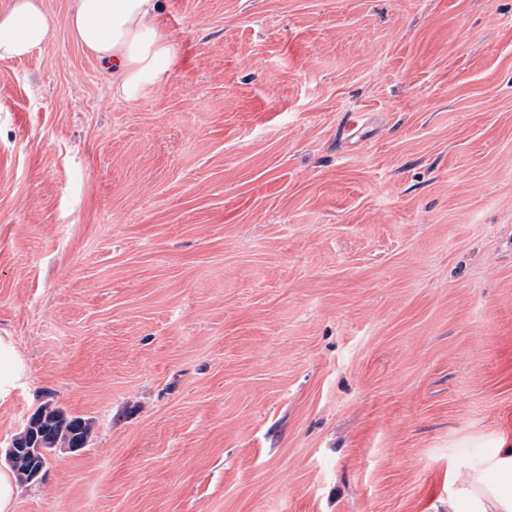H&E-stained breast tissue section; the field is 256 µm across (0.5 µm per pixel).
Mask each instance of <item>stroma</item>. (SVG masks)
Listing matches in <instances>:
<instances>
[{
	"label": "stroma",
	"mask_w": 512,
	"mask_h": 512,
	"mask_svg": "<svg viewBox=\"0 0 512 512\" xmlns=\"http://www.w3.org/2000/svg\"><path fill=\"white\" fill-rule=\"evenodd\" d=\"M0 60L16 512H445L512 447V0H163L136 99ZM361 129L342 137L346 114ZM31 419V423L35 427L25 428L21 433L35 434L37 440L43 446L38 445L36 448H26V442L22 437H16L12 440L10 446L6 450V458L14 464L15 461L26 455L31 460V465L28 469L27 476L30 481L39 477L42 472L46 459L56 449L77 451L80 445H76L73 448L71 446L79 441H84L88 438V430L83 425V420L80 417L68 416L63 411L45 406L38 412H36ZM20 434V435H21ZM58 446H68L69 448H57ZM17 477L20 481L27 482L26 473L24 469L27 467V462L23 457L21 462L13 465Z\"/></svg>",
	"instance_id": "obj_1"
}]
</instances>
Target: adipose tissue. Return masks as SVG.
I'll use <instances>...</instances> for the list:
<instances>
[{
  "instance_id": "ef3b65f1",
  "label": "adipose tissue",
  "mask_w": 512,
  "mask_h": 512,
  "mask_svg": "<svg viewBox=\"0 0 512 512\" xmlns=\"http://www.w3.org/2000/svg\"><path fill=\"white\" fill-rule=\"evenodd\" d=\"M162 13V0H73L70 34L110 67L114 97L134 99L145 80L162 77V63L173 54ZM51 24L44 0H10L0 9V59L20 58L43 46ZM27 376L28 366L12 338L0 336V405ZM496 467L501 474L496 481L479 470L463 477L447 512H460L465 500L471 512H512V448L502 450Z\"/></svg>"
}]
</instances>
